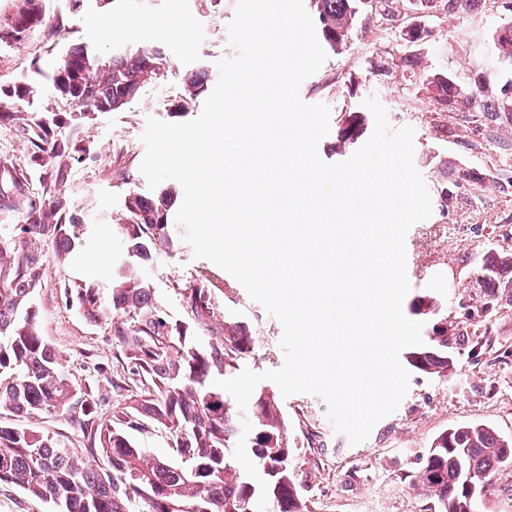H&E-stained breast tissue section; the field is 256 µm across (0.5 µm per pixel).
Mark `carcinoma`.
<instances>
[{"label":"carcinoma","instance_id":"obj_1","mask_svg":"<svg viewBox=\"0 0 512 512\" xmlns=\"http://www.w3.org/2000/svg\"><path fill=\"white\" fill-rule=\"evenodd\" d=\"M11 14L14 27L27 33H52L54 21L46 16L42 0H22ZM397 0H309L318 39L326 51L341 54L358 29L376 18H397ZM430 16L438 7L453 16L476 17L491 0H414ZM511 35L499 40L496 55L512 67V22L498 25ZM405 25L399 37L407 51L369 58V78L389 76L400 69L410 78L408 99L426 98L432 111L461 116L492 138L512 128V76L501 86L491 83L481 69L459 81L446 68L428 64L433 29L411 33ZM170 65L155 48L137 47L104 56L80 44L66 53L48 75L55 93L71 100L80 111L67 116L36 108L27 112L1 110L7 101L34 103L38 86L21 79L0 86V121L20 123L30 143L31 167L49 179L57 190L36 201L14 192L24 170H7L11 184L0 179V210L18 212L23 223L0 227V484H12L51 506V512H255L260 489L233 457L241 425L231 412L229 394L214 385L215 376L234 373L238 361L250 352L248 326L220 315L214 294L217 279L203 273L183 288L187 315L200 328L220 337V342L199 348L187 331L172 322L147 283L133 275L137 259L150 249H174L179 238L173 213L179 190L162 183L150 194L129 191L124 198L121 234L126 255L112 262V288L105 297L91 282L63 281L65 305L89 323L107 322L115 354L131 364V377L117 386L123 402L110 419H98L90 392L77 397V384L64 371L58 352L41 335L36 293L44 269L29 250L35 240L56 245L60 264L84 229L77 207L59 191L66 184L73 162L86 154L79 140L62 136V129L93 119L97 112L119 110L138 97L144 75L168 73ZM208 76L197 70L182 76L184 93L176 105L187 114L205 92ZM368 115L358 107L339 113L335 147L357 144L366 132ZM430 161L446 169L453 185L471 194L500 185L495 169H477L448 160L436 152ZM483 311L512 292V252L482 256L474 267ZM409 313L428 320L424 344L403 354L406 365L426 376L446 377L455 366L451 345L467 338L481 344L478 324L466 334L448 332V315L435 294L418 295ZM31 418L63 416L82 438L83 451L68 440L18 424H5L6 416ZM252 431L246 449L260 476L268 484L266 512H309L291 465L283 412L272 392L257 393L251 404ZM160 432L168 439L169 454L157 456L139 446L133 433ZM512 466V441L482 423H468L434 437L418 456L413 487L431 497L438 512H481L483 490L496 473Z\"/></svg>","mask_w":512,"mask_h":512}]
</instances>
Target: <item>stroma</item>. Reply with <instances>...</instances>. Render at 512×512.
I'll use <instances>...</instances> for the list:
<instances>
[{
	"instance_id": "obj_1",
	"label": "stroma",
	"mask_w": 512,
	"mask_h": 512,
	"mask_svg": "<svg viewBox=\"0 0 512 512\" xmlns=\"http://www.w3.org/2000/svg\"><path fill=\"white\" fill-rule=\"evenodd\" d=\"M235 5L236 0H111L107 5L84 0L74 13L68 0H44L47 14L59 21L52 35L34 33L20 42L0 43V84L20 78L42 84L41 104L53 112L69 113L74 106L54 93L46 74L77 44L107 53L147 44L163 51L173 69L172 74L145 86L130 104L99 113L77 127L75 134L88 153L73 164L63 187L79 207L84 224L75 255L90 260L101 252L112 256L123 251L117 218L124 197L129 190L147 189L139 171L146 119L171 120L183 94L181 74L203 70L209 84H216L217 61L235 54L227 35ZM500 22L494 8L476 18H444L429 49L430 62L462 81L477 68L500 74L490 48V32ZM107 30L112 33L108 39L103 36ZM399 49L389 29L371 24L359 32L347 52L329 55L320 70L302 83L300 97L305 103H325L340 112L346 104L350 72L361 70L372 55ZM404 84L402 73L397 72L367 80L361 95L379 99L391 128L414 127V164L429 190H436L441 181L427 160L433 150L477 167L495 164L502 175L500 187L478 196L458 194L445 207L434 205L431 217L407 235L412 295L441 296L449 324L462 329L469 325L468 304L479 293L473 280V256L512 252V131L486 141L474 126L451 113L430 111L427 100L406 99ZM31 251L45 270L44 285L35 298L41 333L79 387L93 392L98 416L107 417L119 400L115 385L128 377L130 366L114 358L107 325L89 324L66 308L61 284L75 276L73 265L57 263L51 242H37ZM137 269L171 320L186 325L189 336L203 347L212 338L189 325L181 289L199 272H212L224 283L216 298L220 311L245 321L252 334L253 347L239 360V367L261 372L282 366L279 322L227 272L208 260L193 258L189 244L172 251L151 249ZM485 326L481 348L468 343L457 347L456 369L448 378L412 373L409 392L398 410L380 421L359 445H350L336 431L321 397L280 399L296 450L293 465L311 512H434L433 501L413 488L411 474L417 455L429 448L438 433L480 422L512 439V305L487 315Z\"/></svg>"
}]
</instances>
